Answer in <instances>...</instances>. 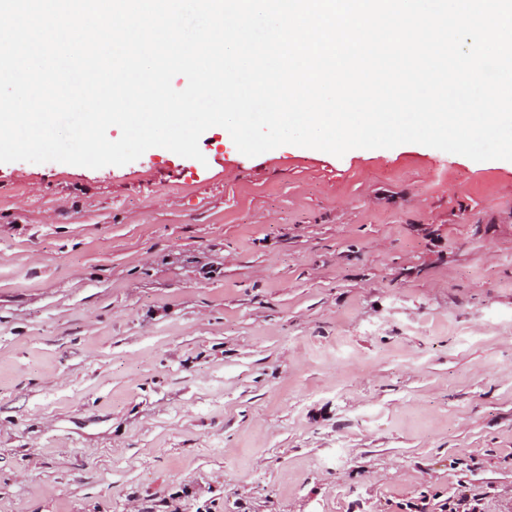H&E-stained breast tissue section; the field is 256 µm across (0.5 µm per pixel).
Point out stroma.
<instances>
[{
    "label": "stroma",
    "mask_w": 512,
    "mask_h": 512,
    "mask_svg": "<svg viewBox=\"0 0 512 512\" xmlns=\"http://www.w3.org/2000/svg\"><path fill=\"white\" fill-rule=\"evenodd\" d=\"M0 163V512H512V161ZM477 494H468L462 490L456 495L448 496L438 505L439 512H481V501Z\"/></svg>",
    "instance_id": "1"
}]
</instances>
